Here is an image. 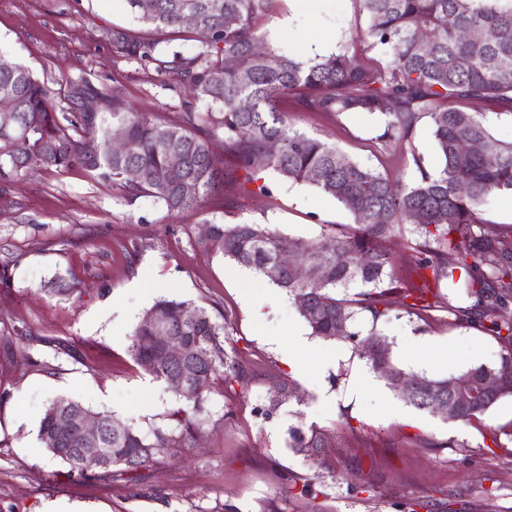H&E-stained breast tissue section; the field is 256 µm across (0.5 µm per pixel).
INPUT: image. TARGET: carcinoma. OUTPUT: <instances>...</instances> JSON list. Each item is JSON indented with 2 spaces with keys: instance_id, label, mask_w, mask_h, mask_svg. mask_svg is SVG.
I'll use <instances>...</instances> for the list:
<instances>
[{
  "instance_id": "obj_1",
  "label": "carcinoma",
  "mask_w": 512,
  "mask_h": 512,
  "mask_svg": "<svg viewBox=\"0 0 512 512\" xmlns=\"http://www.w3.org/2000/svg\"><path fill=\"white\" fill-rule=\"evenodd\" d=\"M126 2L157 37L181 32L184 14L193 12L196 22L189 32L197 46L190 56L175 51L159 58V40L120 29L112 30V41L126 57L155 63L173 85L186 88L195 100L218 105L219 111L198 112L187 101L178 120L166 122L114 97L110 124L96 112L69 117L55 111L49 90L27 68L0 53V96H10L16 111L13 125L0 128L3 187L34 170L77 165L112 179L128 200L149 197L173 215L199 206L220 186L269 198L271 189L260 173L271 169L335 199L351 213L354 226L304 240L263 224H211L209 233L195 240L198 247L268 279L293 301L312 335L351 344L388 386L402 376L415 380L418 390L404 400L416 410L444 402L446 419L470 424L512 397V322L492 320L487 326L502 344L497 363L447 378L405 371L394 363L387 342L374 349L381 335L356 327L359 312L370 313L375 324L397 302L423 316L436 307L427 296L440 298L432 286L444 280L456 289L458 304L446 308L458 323L482 325L490 312L512 300V226L489 228L480 210L492 194L512 195V142L494 138L483 114L463 108L473 102L512 108V0H359L369 19L366 33L337 53L306 62L265 44L256 22L274 0ZM468 30H481L484 38L470 39ZM369 45L383 47L386 62L367 56ZM229 58H241L246 66L231 67ZM288 101L299 112L329 117L377 113L381 125L375 141L386 145L410 140L425 120L439 168L430 173L416 157L415 181L389 178L293 129L281 110ZM119 128L131 148L116 153L112 131ZM219 134L224 137L222 157L211 148ZM463 134L481 148L461 151ZM271 143L278 145L272 155ZM175 155L181 160L177 170L171 167ZM131 169L139 172L134 181L127 176ZM407 224L419 241L406 258L409 275L403 276L383 243ZM282 253L297 265L272 276L270 268ZM308 264L321 267L319 280L302 278L300 268ZM185 307L193 308L195 320H182ZM159 321L185 348L181 359L163 355L155 340ZM227 335V322L216 321L205 308L157 300L136 325L129 352L157 380L182 374L190 382L192 392L175 393L186 402L175 412L176 425L143 435L108 412L97 413L74 399L62 405L54 400L40 421L41 444L52 457L83 471L76 437L52 445L45 436L62 415H96L104 425L103 472L132 480L145 477L144 470L159 463L165 451L174 458L179 449L196 444L215 376L228 385L249 383L246 369L224 348ZM293 400L302 402L298 384L283 381L263 415L269 419ZM288 436V448L306 457L320 455L327 443L326 434L312 426L292 427Z\"/></svg>"
}]
</instances>
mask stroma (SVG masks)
<instances>
[{"instance_id":"stroma-1","label":"stroma","mask_w":512,"mask_h":512,"mask_svg":"<svg viewBox=\"0 0 512 512\" xmlns=\"http://www.w3.org/2000/svg\"><path fill=\"white\" fill-rule=\"evenodd\" d=\"M368 20L358 0H304L289 17L275 0L259 30L276 52L303 56L314 42L347 47ZM144 34L125 0H0V52L27 66L53 95L57 111L112 110L111 95L145 112L173 117L184 92L153 65L122 56L113 29ZM297 130L336 145L349 157L413 181V154L428 170L439 159L430 127L410 145L375 143L376 119L292 112ZM272 199L214 196L170 215L152 198L128 202L112 180L75 166L40 169L0 192V512H45L49 503L80 512H512V450L488 449L486 436L512 427V398L481 422L449 423L408 406L387 387L353 391L363 362L350 345L312 337L288 297L222 255L194 247L205 223L265 224L283 235L316 239L352 215L316 189L266 172ZM56 277L73 294L50 293ZM162 295L192 302L231 325L227 352L253 375L248 386L215 381L209 427L199 447L149 468L143 481L83 472L54 459L37 438L46 405L72 397L107 411L142 433L174 426L177 399L129 354L130 335ZM377 327L390 344L404 338L448 344V357L419 366L397 350L395 361L434 378L498 362L501 345L475 325H459L445 308L420 318L394 306ZM311 336L335 365L301 377L302 403L272 419L259 409L292 370L274 340L289 330ZM316 425L329 436L322 462L293 454L288 429ZM308 481L317 498L297 496ZM366 492H359V485Z\"/></svg>"}]
</instances>
